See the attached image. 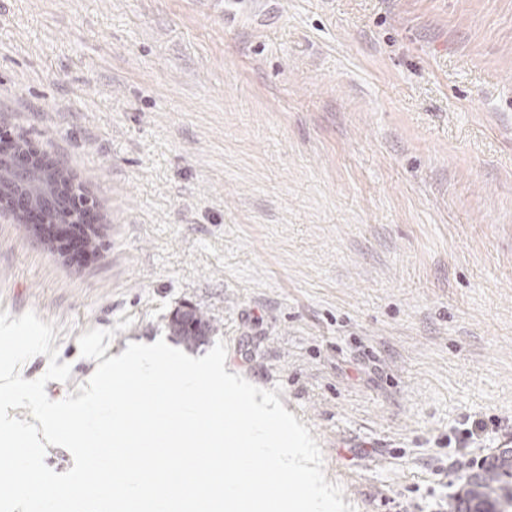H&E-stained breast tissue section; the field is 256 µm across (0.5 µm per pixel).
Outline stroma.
I'll use <instances>...</instances> for the list:
<instances>
[{
    "mask_svg": "<svg viewBox=\"0 0 512 512\" xmlns=\"http://www.w3.org/2000/svg\"><path fill=\"white\" fill-rule=\"evenodd\" d=\"M0 137L102 227L74 262L0 212L51 400L195 307L190 356L278 388L356 512H446L512 450V0H0ZM176 312L168 323V328L172 336H176L187 347L194 348L199 346L209 336L212 328L209 320L204 313L197 308H189L184 314ZM207 333V335H206Z\"/></svg>",
    "mask_w": 512,
    "mask_h": 512,
    "instance_id": "1",
    "label": "stroma"
}]
</instances>
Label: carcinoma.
Wrapping results in <instances>:
<instances>
[{
  "mask_svg": "<svg viewBox=\"0 0 512 512\" xmlns=\"http://www.w3.org/2000/svg\"><path fill=\"white\" fill-rule=\"evenodd\" d=\"M168 328L190 348L199 346L212 332L204 313L192 307L175 314ZM448 512H512V457H501L467 479L461 493L448 499Z\"/></svg>",
  "mask_w": 512,
  "mask_h": 512,
  "instance_id": "cac0c4a2",
  "label": "carcinoma"
}]
</instances>
